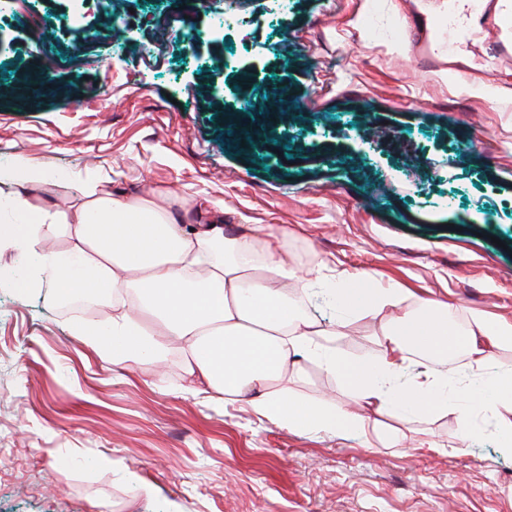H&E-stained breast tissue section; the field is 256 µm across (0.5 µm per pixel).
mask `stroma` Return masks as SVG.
<instances>
[{"label":"stroma","instance_id":"35a3bbf8","mask_svg":"<svg viewBox=\"0 0 512 512\" xmlns=\"http://www.w3.org/2000/svg\"><path fill=\"white\" fill-rule=\"evenodd\" d=\"M0 0V166L55 172L33 204L78 208L81 180L188 208L228 230L276 225L308 273H371L412 300L512 323V70L496 85L457 70L487 60L483 17L456 10L451 59L396 32V0ZM247 38L213 35L224 11ZM420 65L408 82V57ZM38 79L41 92L26 91ZM285 88L296 113L264 119L250 150L224 123L254 117L245 86ZM454 195L455 208L445 198ZM336 349L377 359L382 318L302 299ZM52 289L0 287V512H512V447L481 414L380 413L309 359L276 391L359 408L360 430L301 433L216 402L172 347L161 366L115 365L74 334ZM138 476L155 489L137 496Z\"/></svg>","mask_w":512,"mask_h":512}]
</instances>
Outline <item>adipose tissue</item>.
I'll list each match as a JSON object with an SVG mask.
<instances>
[{"label":"adipose tissue","instance_id":"1","mask_svg":"<svg viewBox=\"0 0 512 512\" xmlns=\"http://www.w3.org/2000/svg\"><path fill=\"white\" fill-rule=\"evenodd\" d=\"M81 194L71 214L10 195L19 219L0 225V252L34 258L15 285L19 294L50 278L60 300L90 295L108 303L112 318L105 328L85 324L76 332L113 364L153 363L179 344L188 374L218 398L249 399L257 415L305 433L341 434L361 420L343 408L273 391L298 351L388 411L432 412L452 403L468 417L512 408V372L476 392L457 384L452 364L462 345L469 368L483 371L495 350L512 347L511 323L476 316L469 331L458 333L448 323L447 306L401 312L407 300L402 289L379 287L366 274L349 282L344 311L362 318L386 311L390 317L381 327L379 361L349 358L293 299L297 292L335 287L337 277L299 276L288 261L284 233L228 236L221 213L205 208L189 229L155 201L113 195L97 179L83 182ZM58 237L69 241V252L53 247ZM415 353L427 366L407 385H395Z\"/></svg>","mask_w":512,"mask_h":512}]
</instances>
